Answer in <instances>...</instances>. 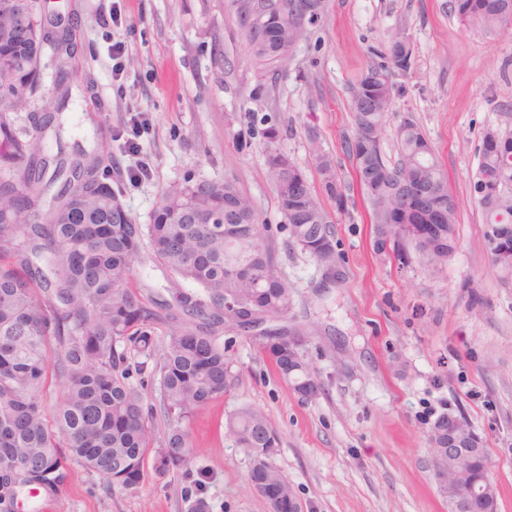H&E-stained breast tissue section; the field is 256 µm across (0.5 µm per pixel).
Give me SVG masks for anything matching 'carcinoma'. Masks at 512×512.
Returning <instances> with one entry per match:
<instances>
[{
	"label": "carcinoma",
	"mask_w": 512,
	"mask_h": 512,
	"mask_svg": "<svg viewBox=\"0 0 512 512\" xmlns=\"http://www.w3.org/2000/svg\"><path fill=\"white\" fill-rule=\"evenodd\" d=\"M237 33L251 48L260 76L288 64L299 38L297 20L306 0H230ZM464 24L512 34V0H454ZM49 40L36 0H0V512H21L37 492L63 481L62 460L98 474L108 489L127 488L144 475L149 457L161 472L183 467L191 454L187 423L230 383L224 346L214 326L240 329L241 313L263 319L285 316L293 295L274 272L272 248L260 235L254 205L230 180L176 184L159 200L151 221L136 224L100 173L99 160L83 154L73 176L65 162L47 174L42 155L47 126L27 132L18 110L38 97L46 112L59 110L39 90L40 63ZM371 65L351 87L354 133L346 142L357 182L371 206L374 249L404 260L412 246L426 265L438 268L457 248V211L445 172L431 144L412 120L397 131L398 158H387L386 116L396 103L395 73L414 62L403 37L372 49ZM500 132H484L480 173L487 191L474 199L485 226L512 225V155L491 147ZM279 132H266L268 176L290 230L291 244L320 266L336 265V238L310 185L290 191L300 168L282 151ZM311 151L324 192L339 205L348 187L336 159L316 134ZM412 224H432V246L416 238ZM150 260L172 280L198 291H177L173 302L147 301L134 287L144 243ZM166 325L158 345L155 326ZM257 334L259 352L280 377L307 400L321 385L305 383L303 363L288 362V347ZM157 379L167 427L156 428L153 408L129 382L131 370ZM61 397L47 410L49 387ZM225 430L250 449L249 482L294 495L273 465L278 432L250 405L235 409ZM468 478L448 473V487L473 496L491 479L487 449L474 456Z\"/></svg>",
	"instance_id": "1"
}]
</instances>
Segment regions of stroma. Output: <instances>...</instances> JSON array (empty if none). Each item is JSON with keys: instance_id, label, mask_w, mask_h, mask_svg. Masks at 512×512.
Returning a JSON list of instances; mask_svg holds the SVG:
<instances>
[{"instance_id": "obj_1", "label": "stroma", "mask_w": 512, "mask_h": 512, "mask_svg": "<svg viewBox=\"0 0 512 512\" xmlns=\"http://www.w3.org/2000/svg\"><path fill=\"white\" fill-rule=\"evenodd\" d=\"M452 0H325L286 70L256 72L226 0H39L61 18L70 56L45 52L42 79L64 92L60 139L97 153L135 223H149L164 191L230 179L253 203L276 274L293 291L285 325L305 330L301 352L322 386L306 400L262 357L250 333L220 327L230 361L223 397L188 424L194 453L182 470L147 468L125 489L74 462L60 487L35 499L45 512H268L248 481L249 449L224 431L239 405L261 408L279 433L272 461L302 512H448L429 440L442 414L464 415L488 450L499 512H512V282L483 240L471 184L482 137L512 133V38L462 24ZM407 35L414 64L386 118L385 150L413 118L431 142L458 207V246L446 266L406 263L373 248L371 207L344 145L354 132L349 89L373 47ZM123 42L120 58L112 45ZM120 74H113V65ZM312 186L316 132L346 183L345 207L324 199L341 275L323 284L316 262L288 243L267 178L268 128ZM146 163L147 177L131 175Z\"/></svg>"}]
</instances>
